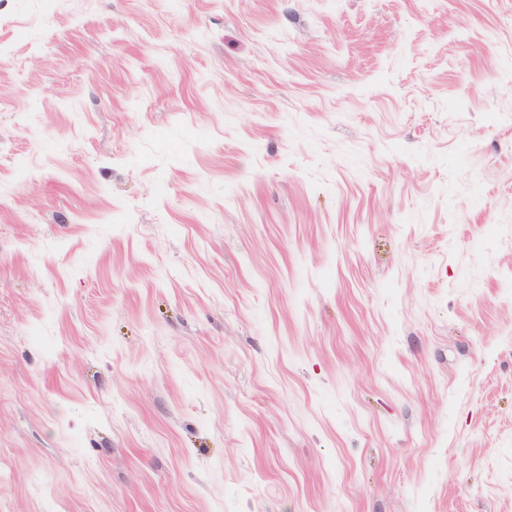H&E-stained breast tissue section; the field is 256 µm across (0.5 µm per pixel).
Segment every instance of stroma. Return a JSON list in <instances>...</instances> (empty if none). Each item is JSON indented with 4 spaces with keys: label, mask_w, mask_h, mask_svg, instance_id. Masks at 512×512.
Returning <instances> with one entry per match:
<instances>
[{
    "label": "stroma",
    "mask_w": 512,
    "mask_h": 512,
    "mask_svg": "<svg viewBox=\"0 0 512 512\" xmlns=\"http://www.w3.org/2000/svg\"><path fill=\"white\" fill-rule=\"evenodd\" d=\"M0 512H512V0H0Z\"/></svg>",
    "instance_id": "stroma-1"
}]
</instances>
